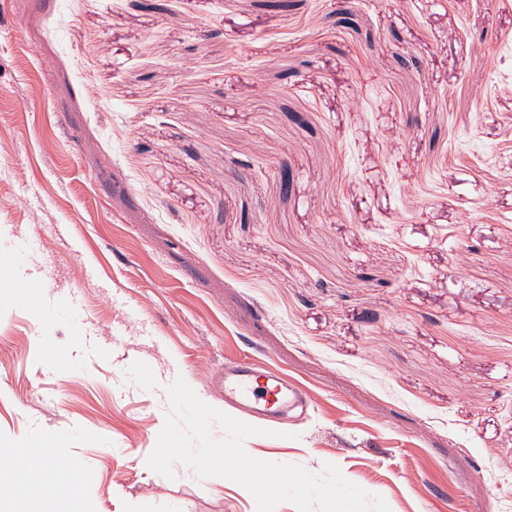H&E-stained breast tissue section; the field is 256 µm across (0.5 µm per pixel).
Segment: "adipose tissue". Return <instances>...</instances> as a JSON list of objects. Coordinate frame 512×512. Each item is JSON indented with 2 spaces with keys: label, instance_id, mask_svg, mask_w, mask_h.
Returning <instances> with one entry per match:
<instances>
[{
  "label": "adipose tissue",
  "instance_id": "obj_1",
  "mask_svg": "<svg viewBox=\"0 0 512 512\" xmlns=\"http://www.w3.org/2000/svg\"><path fill=\"white\" fill-rule=\"evenodd\" d=\"M52 448H0V512H85L78 474L59 473Z\"/></svg>",
  "mask_w": 512,
  "mask_h": 512
}]
</instances>
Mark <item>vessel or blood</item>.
<instances>
[{
	"mask_svg": "<svg viewBox=\"0 0 512 512\" xmlns=\"http://www.w3.org/2000/svg\"><path fill=\"white\" fill-rule=\"evenodd\" d=\"M29 242L20 240L0 246V268L12 269L23 262L30 250ZM224 396L246 414L250 425L276 430L277 420L284 412L302 407V392L280 378L254 370L245 363L224 372Z\"/></svg>",
	"mask_w": 512,
	"mask_h": 512,
	"instance_id": "1",
	"label": "vessel or blood"
}]
</instances>
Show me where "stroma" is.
Here are the masks:
<instances>
[{"label":"stroma","instance_id":"stroma-1","mask_svg":"<svg viewBox=\"0 0 512 512\" xmlns=\"http://www.w3.org/2000/svg\"><path fill=\"white\" fill-rule=\"evenodd\" d=\"M296 2L0 0V240L45 308L0 299V445L89 512H256L146 463L168 386L227 411L248 357L308 402L247 452L512 512V0ZM31 249V244L24 240L15 243L5 241L0 250V268H17L23 263L25 254Z\"/></svg>","mask_w":512,"mask_h":512}]
</instances>
